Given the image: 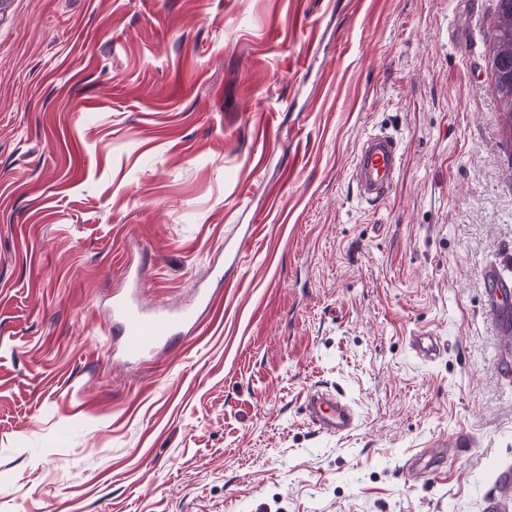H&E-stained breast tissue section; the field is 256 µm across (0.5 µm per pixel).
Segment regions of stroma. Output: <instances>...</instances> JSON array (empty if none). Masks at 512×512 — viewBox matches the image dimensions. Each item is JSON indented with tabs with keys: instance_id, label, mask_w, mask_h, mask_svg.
Here are the masks:
<instances>
[{
	"instance_id": "obj_1",
	"label": "stroma",
	"mask_w": 512,
	"mask_h": 512,
	"mask_svg": "<svg viewBox=\"0 0 512 512\" xmlns=\"http://www.w3.org/2000/svg\"><path fill=\"white\" fill-rule=\"evenodd\" d=\"M495 14L0 0V512H483L512 466ZM379 132L402 159L370 202ZM132 293L195 322L126 359ZM317 389L351 434L309 421ZM400 157L398 142L391 135L375 134L364 140L356 157L354 176L366 199L381 201L389 195ZM488 282L491 284L487 301L490 311L496 316L500 328L510 334L512 332V308L507 303L512 296V278L503 276L499 271H487ZM306 407L311 421L326 434L344 435L354 428V410L340 399L334 400L316 393L308 394Z\"/></svg>"
}]
</instances>
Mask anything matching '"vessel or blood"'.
Returning a JSON list of instances; mask_svg holds the SVG:
<instances>
[{"label": "vessel or blood", "mask_w": 512, "mask_h": 512, "mask_svg": "<svg viewBox=\"0 0 512 512\" xmlns=\"http://www.w3.org/2000/svg\"><path fill=\"white\" fill-rule=\"evenodd\" d=\"M399 167V145L393 136L381 133L367 137L354 166L355 180L362 195L371 201L384 200L393 189ZM487 276L491 285L487 295L489 309L500 328L510 333L512 306L507 299L512 296V278L493 269L488 270ZM192 318L189 311H146L133 296L112 303V320L123 337L125 355L130 359L144 357L159 344L175 338L179 327L190 323ZM306 407L311 421L324 433L344 435L354 427L355 413L342 400L314 393L307 395Z\"/></svg>", "instance_id": "vessel-or-blood-1"}]
</instances>
